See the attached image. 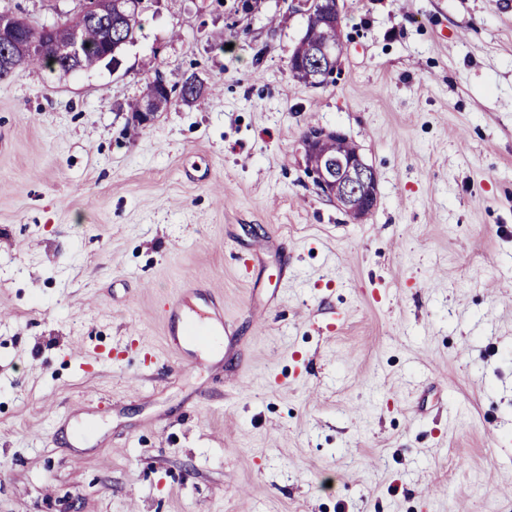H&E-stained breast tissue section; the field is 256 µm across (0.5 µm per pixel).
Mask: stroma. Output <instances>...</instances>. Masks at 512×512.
<instances>
[{"label": "stroma", "mask_w": 512, "mask_h": 512, "mask_svg": "<svg viewBox=\"0 0 512 512\" xmlns=\"http://www.w3.org/2000/svg\"><path fill=\"white\" fill-rule=\"evenodd\" d=\"M341 7L316 86L292 0H145L117 66L0 81V512H512V0ZM313 128L374 168L365 219ZM190 282L236 328L194 366ZM342 136L339 131H330ZM321 134L309 135L305 141L307 169L319 191L336 202L355 220H361L374 208L378 196V179L375 171L356 151L347 137L325 136L320 141V151L334 159L325 158L318 151ZM336 156V154H348Z\"/></svg>", "instance_id": "stroma-1"}]
</instances>
